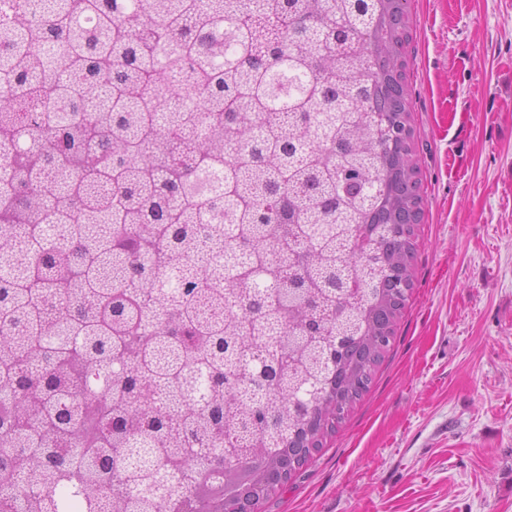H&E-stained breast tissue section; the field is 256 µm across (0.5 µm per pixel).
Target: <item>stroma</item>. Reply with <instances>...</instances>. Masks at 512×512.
I'll return each instance as SVG.
<instances>
[{
  "instance_id": "35a3bbf8",
  "label": "stroma",
  "mask_w": 512,
  "mask_h": 512,
  "mask_svg": "<svg viewBox=\"0 0 512 512\" xmlns=\"http://www.w3.org/2000/svg\"><path fill=\"white\" fill-rule=\"evenodd\" d=\"M424 219L369 392L265 512H512V0H409Z\"/></svg>"
}]
</instances>
